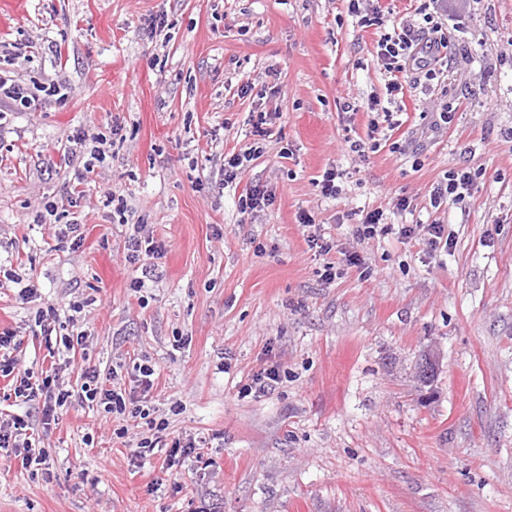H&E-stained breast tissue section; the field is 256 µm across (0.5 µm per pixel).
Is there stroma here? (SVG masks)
<instances>
[{"mask_svg": "<svg viewBox=\"0 0 512 512\" xmlns=\"http://www.w3.org/2000/svg\"><path fill=\"white\" fill-rule=\"evenodd\" d=\"M439 18L446 76L405 96L392 129L372 105L387 98L379 31L345 0H0V43L29 47L0 53V73L68 92L0 120V330L15 331L20 368H58L68 387L87 366L131 382L148 358L166 440L206 441L171 468L160 453L140 460L147 425L77 405L47 426L1 378L0 422L26 416L46 464L0 449V512H512V0H442ZM115 122L84 172L68 139ZM261 123L263 154L220 186L225 154ZM332 167L348 177L327 198L314 181ZM457 167L482 170L477 189L432 209V185ZM255 183L274 201L240 213ZM110 191L164 246L139 292L123 254L135 230L114 220ZM69 193L78 205L59 220L78 219L77 248L33 221ZM375 209L447 225L455 246L357 239L353 214ZM303 212L329 255L308 248ZM352 252L369 277L322 280L325 261ZM24 283L37 289L26 301ZM50 303L65 333L89 326L81 354L41 335ZM270 368L274 391L248 393Z\"/></svg>", "mask_w": 512, "mask_h": 512, "instance_id": "1", "label": "stroma"}]
</instances>
